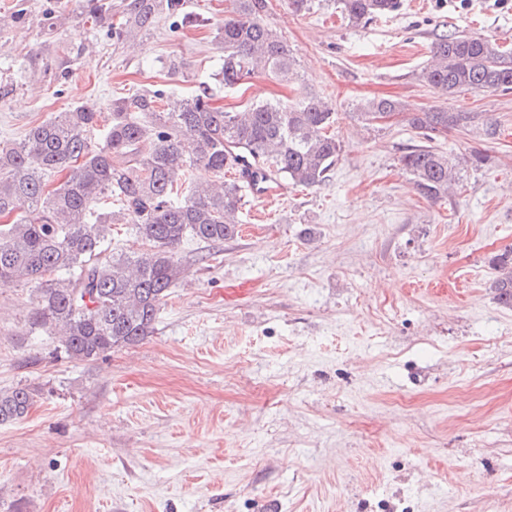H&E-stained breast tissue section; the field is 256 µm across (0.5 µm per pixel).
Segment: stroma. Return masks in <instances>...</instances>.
Returning <instances> with one entry per match:
<instances>
[{"label":"stroma","instance_id":"obj_1","mask_svg":"<svg viewBox=\"0 0 512 512\" xmlns=\"http://www.w3.org/2000/svg\"><path fill=\"white\" fill-rule=\"evenodd\" d=\"M185 2L209 25L174 34L163 17L121 43L122 0L94 20L72 0H0V141L82 102L210 81L231 4ZM263 3L300 84L257 74L215 102L316 93L339 162L320 187L245 195L235 238L184 240L153 335L96 361L32 326V286L0 287V390H40L0 425V512H512V307L488 286L512 244V94L448 98L417 78L439 36L512 44V7L400 0L353 27L332 0ZM374 97L481 113L491 132L434 145L489 163L427 203L399 163L416 130L352 118Z\"/></svg>","mask_w":512,"mask_h":512}]
</instances>
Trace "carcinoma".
I'll return each mask as SVG.
<instances>
[{"label":"carcinoma","instance_id":"obj_1","mask_svg":"<svg viewBox=\"0 0 512 512\" xmlns=\"http://www.w3.org/2000/svg\"><path fill=\"white\" fill-rule=\"evenodd\" d=\"M219 26L224 55L217 82L234 89L262 72L294 84L297 63L287 42L262 18L263 0H231ZM352 26L387 16L399 0H337ZM95 19L107 0H76ZM172 28L206 26L184 0H127L112 25L119 41L152 31L160 14ZM417 77L453 98L464 92H512V49L478 34L453 32L432 46V61ZM402 114L432 141L451 131H471L476 112H408L390 99H368L354 116L372 121ZM335 108L307 92L288 103L253 104L241 112L216 105L206 87L187 96L164 88L115 98L103 113L88 103L52 114L18 142H0V286L37 284L31 324L58 333L69 359L91 362L137 345L154 332L170 290L183 278L176 250L191 237L222 243L237 234L242 186L224 181L228 169L255 160L296 186L319 187L341 153L330 129ZM488 156L454 155L418 145L400 156L418 194L431 204L448 199L464 172ZM202 168L215 180L196 184ZM130 224L150 249L136 257L105 247L110 226ZM489 284L499 303L512 306V246L491 259ZM38 390L0 391V424L28 413Z\"/></svg>","mask_w":512,"mask_h":512}]
</instances>
